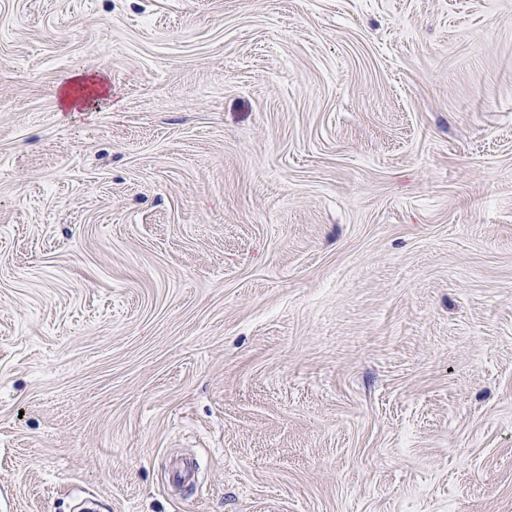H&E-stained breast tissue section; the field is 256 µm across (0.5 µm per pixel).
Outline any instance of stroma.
<instances>
[{"mask_svg": "<svg viewBox=\"0 0 512 512\" xmlns=\"http://www.w3.org/2000/svg\"><path fill=\"white\" fill-rule=\"evenodd\" d=\"M86 498L512 512V0H0V512ZM86 79L79 74H75L68 78L67 82L65 84L61 85V100L62 103L66 108H74L75 105L79 102V99L83 96L82 94H79V92H82L83 90L90 88L92 91L97 92V89L93 86L99 85L101 88H104V86L97 81L88 80L91 84L86 83Z\"/></svg>", "mask_w": 512, "mask_h": 512, "instance_id": "stroma-1", "label": "stroma"}]
</instances>
